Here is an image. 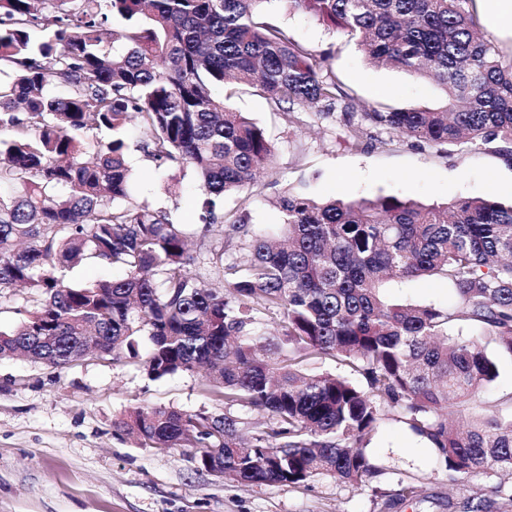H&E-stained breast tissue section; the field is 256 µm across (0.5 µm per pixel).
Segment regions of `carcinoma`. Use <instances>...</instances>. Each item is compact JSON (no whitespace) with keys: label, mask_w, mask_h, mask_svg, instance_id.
Segmentation results:
<instances>
[{"label":"carcinoma","mask_w":512,"mask_h":512,"mask_svg":"<svg viewBox=\"0 0 512 512\" xmlns=\"http://www.w3.org/2000/svg\"><path fill=\"white\" fill-rule=\"evenodd\" d=\"M269 0H0V289L29 288L41 306L0 330V357L63 367L95 352L142 357L149 377L207 368L224 413L137 408L115 427L140 445L196 449L200 468L245 485L308 486L319 476L365 486L366 454L394 411L430 445L448 483L481 475L466 512L512 508V413L479 395L499 376L492 344L512 357V204L458 199L444 209L396 195L345 202L288 193L282 224L255 231L217 202L273 160L264 131L224 105L247 86L272 111L349 112L333 71L262 8ZM359 38L374 63L428 77L435 110H374L347 119L343 142L384 128L421 146L464 135L512 159V66L477 31L476 0H288ZM61 87L66 94L49 93ZM158 165L180 160L202 190L188 230L132 201L127 123ZM112 139L85 159L84 133ZM217 224L247 242L231 280L192 277L188 239ZM85 258L125 271L84 286ZM448 286L455 304L392 303L389 280ZM277 313L274 332L262 316ZM333 358L347 373L316 370ZM237 407L240 413L231 409ZM467 414L459 425L448 408ZM400 483L394 504L414 501Z\"/></svg>","instance_id":"carcinoma-1"}]
</instances>
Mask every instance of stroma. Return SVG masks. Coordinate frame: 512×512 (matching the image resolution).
I'll use <instances>...</instances> for the list:
<instances>
[{
    "instance_id": "1",
    "label": "stroma",
    "mask_w": 512,
    "mask_h": 512,
    "mask_svg": "<svg viewBox=\"0 0 512 512\" xmlns=\"http://www.w3.org/2000/svg\"><path fill=\"white\" fill-rule=\"evenodd\" d=\"M267 9L294 40L328 64L350 96L354 116L385 108H435L442 91L431 81L376 66L357 41L331 30L310 13L269 0ZM481 31L512 61V15H491L477 4ZM228 107L261 126L273 147V163L253 188L225 196V213L247 212L257 229L280 222L277 198L299 191L314 199L347 200L397 195L427 205L491 196L512 202V161L491 146L463 138L442 150L421 149L405 138L383 147L356 150L339 137L345 115L300 122L272 111L251 90H234ZM124 137L135 197L169 212L175 223L200 222L202 195L191 168L156 166L138 147L141 133L127 125ZM243 241L216 227L197 248L193 275L219 284L224 266L241 259ZM396 300L448 306L453 295L424 279L393 283ZM170 407L220 414L224 403L207 392L200 371L150 379L138 360L95 354L63 368L23 357L0 358V512H449V503L481 492L483 477L452 486L426 442L390 414L368 453L383 469L370 487L315 478L308 486L245 487L198 467L191 448L158 452L116 432V420L138 408ZM417 480L419 502L388 506L399 482Z\"/></svg>"
}]
</instances>
